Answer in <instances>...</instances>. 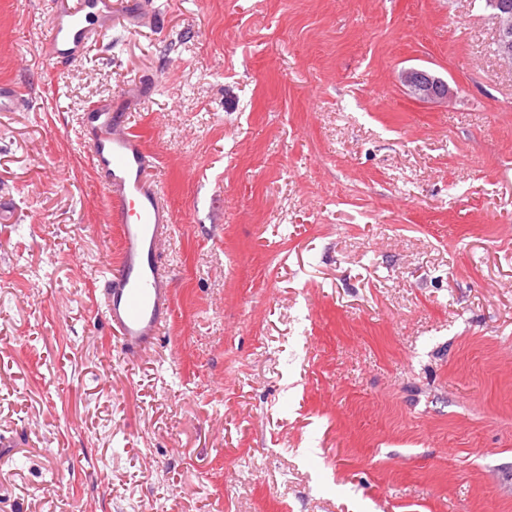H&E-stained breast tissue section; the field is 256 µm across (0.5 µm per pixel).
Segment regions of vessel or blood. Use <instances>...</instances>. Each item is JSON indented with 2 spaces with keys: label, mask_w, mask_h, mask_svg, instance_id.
<instances>
[{
  "label": "vessel or blood",
  "mask_w": 512,
  "mask_h": 512,
  "mask_svg": "<svg viewBox=\"0 0 512 512\" xmlns=\"http://www.w3.org/2000/svg\"><path fill=\"white\" fill-rule=\"evenodd\" d=\"M41 56L55 65L81 59L112 19V0H50ZM78 136L106 194V216L119 228L117 261L106 268L101 310L121 353L134 357L156 344L173 314L172 279L163 245L177 220L163 187L150 183L152 155L117 102L99 101L80 115Z\"/></svg>",
  "instance_id": "1"
}]
</instances>
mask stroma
Returning <instances> with one entry per match:
<instances>
[{"mask_svg":"<svg viewBox=\"0 0 512 512\" xmlns=\"http://www.w3.org/2000/svg\"><path fill=\"white\" fill-rule=\"evenodd\" d=\"M80 62L0 0V512H512V66L485 0H151ZM447 80L416 99L399 75ZM125 96L178 225L134 359L76 137ZM401 82L421 101L441 102L453 96L447 82L423 69H406L401 72Z\"/></svg>","mask_w":512,"mask_h":512,"instance_id":"1","label":"stroma"}]
</instances>
